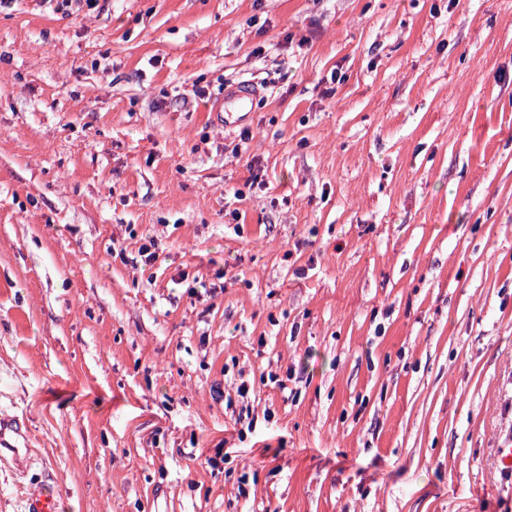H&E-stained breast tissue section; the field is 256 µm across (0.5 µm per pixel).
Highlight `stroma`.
Returning a JSON list of instances; mask_svg holds the SVG:
<instances>
[{"label": "stroma", "mask_w": 512, "mask_h": 512, "mask_svg": "<svg viewBox=\"0 0 512 512\" xmlns=\"http://www.w3.org/2000/svg\"><path fill=\"white\" fill-rule=\"evenodd\" d=\"M0 414V512H512V0L0 8ZM257 91L252 83H237L224 91L220 99L213 104L214 120L225 128L246 122L253 112ZM140 242L141 243L138 248V255L141 263L140 268L143 273L147 270L150 271L148 282H151L155 277L154 272H151V270L155 267L160 258L158 243L157 240L151 236L141 238ZM28 447L29 436L22 431L17 417L0 416V464L12 465L16 471L25 473L31 460ZM22 509L23 512H57L58 505L44 485L31 484L25 487Z\"/></svg>", "instance_id": "35a3bbf8"}]
</instances>
